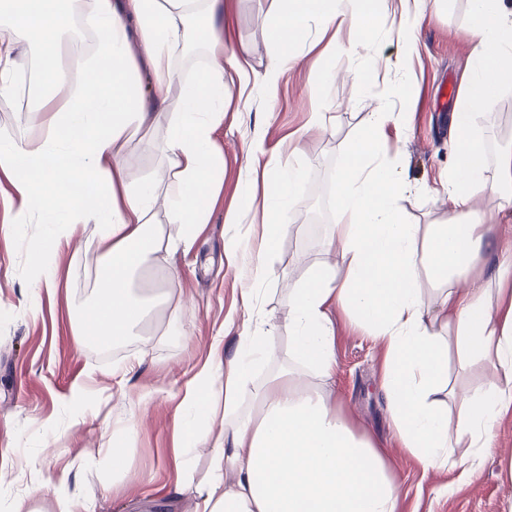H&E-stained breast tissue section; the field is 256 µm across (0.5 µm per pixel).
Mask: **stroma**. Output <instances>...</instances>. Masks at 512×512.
<instances>
[{
	"label": "stroma",
	"mask_w": 512,
	"mask_h": 512,
	"mask_svg": "<svg viewBox=\"0 0 512 512\" xmlns=\"http://www.w3.org/2000/svg\"><path fill=\"white\" fill-rule=\"evenodd\" d=\"M234 36L250 40L255 70H263L268 51L265 24L271 0H228ZM468 0H443L417 33L415 49L382 39L380 64L353 53L347 30L311 24L318 47L314 57H300L286 70L274 92L252 88L232 99L214 139L224 154V190L211 206V218L187 252L158 256L164 275V317L170 335L131 337L123 346L78 345L73 318L96 293L99 266L91 241L93 225L79 227L54 262V285L32 287L34 256L30 245L43 235V224L11 222L8 197L13 188L0 178V512L29 499L33 512H60L59 499L46 480L67 474V492L84 501L89 512H190L194 490L207 477L209 454L198 447L188 465L176 458L174 431L184 387L209 357L215 340L231 358L247 313L240 303V272L224 255L225 239L261 223V210L248 222L225 223L248 176L245 148L262 140L266 154L298 149L306 183L291 217L293 228L267 263L255 310L273 329L272 347L255 382L292 360L282 311L291 285L325 258L322 242L335 222L334 176L380 100L408 111L406 129L388 125L383 141L399 153L410 188L401 205L410 223L431 224L447 215V195L434 196L448 167V140L470 46L466 28ZM31 66L13 89L0 94V138H19L28 127L24 111L39 90L38 49ZM334 71L326 109V129H310L313 100L309 88L318 72ZM371 75L370 82L359 73ZM405 91L393 92L395 83ZM474 130L489 145L512 136V84H502L494 98L477 108ZM176 276H169L170 267ZM37 312H30V304ZM336 375L332 400L354 422L384 443H392L389 415L380 390L382 353L372 339L336 318ZM127 430L126 474L112 470L109 450L115 428ZM512 420L503 421L494 448L482 468L460 478L458 468L423 473L403 452H396L394 478L401 496L398 512H512ZM186 487L170 501L175 483Z\"/></svg>",
	"instance_id": "35a3bbf8"
}]
</instances>
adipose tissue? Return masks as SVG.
Instances as JSON below:
<instances>
[{"instance_id": "ef3b65f1", "label": "adipose tissue", "mask_w": 512, "mask_h": 512, "mask_svg": "<svg viewBox=\"0 0 512 512\" xmlns=\"http://www.w3.org/2000/svg\"><path fill=\"white\" fill-rule=\"evenodd\" d=\"M31 0H0L28 43L41 50L39 121L27 136L0 140V171L14 189L13 221L48 224L35 241L36 287H50L47 264L76 228H96L98 292L79 314L78 342L101 336L118 345L144 327L152 300L135 287L158 253L176 255L208 223L211 201L224 183V157L214 140L231 96L233 69L241 86L274 89L292 68L294 46L311 23L354 31L352 51L378 41V19L392 15L390 37L413 45L429 0H273L266 67H248L251 47L229 43L217 20L223 0H51L47 12ZM471 46L466 90L454 114L449 165L440 179L454 207L436 224L407 223L406 191L396 159L383 152L380 132L390 122L408 127V113L378 103L336 173V222L327 252L336 262L314 265L288 292L282 321L297 366L270 373L250 407L242 393L269 348L270 336L253 315L265 263L288 232L305 173L295 160H273L255 172L262 195L247 191L229 221L242 223L263 202L259 238L231 237L224 255L248 273L241 291L248 310L230 360L212 358L191 380L179 416L175 452L188 461L207 443L210 479L197 489L193 512H396L400 487L386 454L331 403L337 313H344L384 352L382 388L393 434L423 470L444 469L466 449L464 471L481 468L504 419L512 417V251L499 253L495 224L512 222V142L489 151L473 133V109L512 80V0H469ZM97 37L73 82L55 55L57 37L72 22ZM199 38L205 63L179 80L177 49ZM164 125L163 141L148 132ZM160 152L166 181L136 177L128 148ZM179 225L171 238L156 230L157 206ZM499 259L485 282L474 273L482 254ZM438 283L427 303L421 277ZM480 363L484 382L462 389L448 379V350ZM465 407L448 422V404Z\"/></svg>"}]
</instances>
